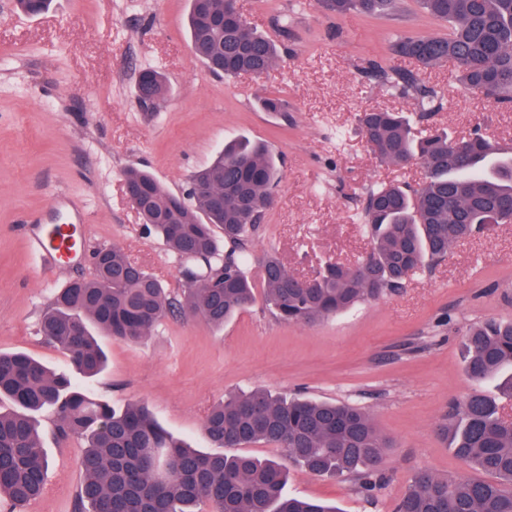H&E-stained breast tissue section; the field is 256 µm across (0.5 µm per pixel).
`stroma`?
<instances>
[{
  "label": "stroma",
  "instance_id": "35a3bbf8",
  "mask_svg": "<svg viewBox=\"0 0 512 512\" xmlns=\"http://www.w3.org/2000/svg\"><path fill=\"white\" fill-rule=\"evenodd\" d=\"M241 13L275 39L283 54L259 76L218 77L190 51L187 0H52L45 13L21 14L0 0V351L23 350L63 371L64 351L44 341L39 319L58 288L89 277L91 252L121 247L177 289L179 267L162 241L146 237L123 191L124 172H151L183 192L225 141L266 143L281 179L250 252L276 250L295 274L311 276L328 259L355 264L371 240L359 214L368 191L384 182L418 185L420 161L381 164L357 126L365 110L418 113L411 94L388 90L370 62L412 71L433 89L432 124L453 134L482 126L512 145V107L494 106L463 86L452 65L425 68L393 56L400 30L446 31L417 0L395 17L338 16L320 0H237ZM152 67L167 93L140 107L139 72ZM276 95L287 113L258 100ZM63 198L82 212L83 247L63 271L43 275L28 247L29 224L52 222ZM512 320V224L460 240L447 258L410 275L402 288L314 325L277 320L263 298L224 326L166 318L140 345L103 337L107 368L87 389L121 408L140 401L175 438L207 449L202 424L224 396L254 388L342 402L366 411L393 446L383 479L364 491L351 477L289 470L287 494L339 512H394L414 475L473 477L439 431L451 404L470 391L461 345L488 319ZM50 467L44 493L25 512H74L81 482L80 439L59 441L41 421Z\"/></svg>",
  "mask_w": 512,
  "mask_h": 512
}]
</instances>
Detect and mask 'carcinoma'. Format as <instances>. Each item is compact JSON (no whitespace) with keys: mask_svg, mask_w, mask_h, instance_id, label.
Listing matches in <instances>:
<instances>
[{"mask_svg":"<svg viewBox=\"0 0 512 512\" xmlns=\"http://www.w3.org/2000/svg\"><path fill=\"white\" fill-rule=\"evenodd\" d=\"M448 23V34L398 33L397 57L425 68L451 61L458 80L497 103L512 102V0H418ZM338 15H392L399 0H323ZM187 28L195 55L210 71L234 77L262 74L281 56L276 42L259 33L235 0H189ZM372 73L396 92L415 91L424 112L370 110L357 114L364 137L380 162L401 166L421 160L425 179L416 189L382 183L366 199L364 223L373 242L352 266L332 260L306 280L288 271L272 251L254 280L244 257L280 174L262 142L240 138L190 177L192 190L177 195L150 173L129 168L124 180L144 199L138 214L146 232L162 240L180 270V293L135 264L118 246L91 253L90 277L57 290L43 312L39 332L62 349L69 371L55 372L24 351L0 352V508L23 512L45 487L50 462L37 416L55 419L61 439L84 442L76 512H196L206 501L213 512H336L319 501L285 493L288 473L276 460L220 448L274 445L289 463L316 477L356 476L371 491L382 479L389 441L361 408L308 398H287L256 389L213 405L203 434L216 452H203L173 438L148 407L122 409L92 397L71 374L92 378L106 355L91 327L129 345L143 343L167 317L200 318L222 326L248 307L261 290L275 317L311 325L398 288L427 259L440 261L455 242L484 233L512 199V151L485 134L456 141L419 123L434 111L433 92L412 73L375 64ZM145 105L166 92V81L147 68L137 78ZM208 268L205 282L197 281ZM464 372L472 392L440 425L455 456L490 476L444 477L421 472L397 512H512V421L500 399L512 401V321H487L465 334ZM494 382L498 394L485 391Z\"/></svg>","mask_w":512,"mask_h":512,"instance_id":"1","label":"carcinoma"}]
</instances>
